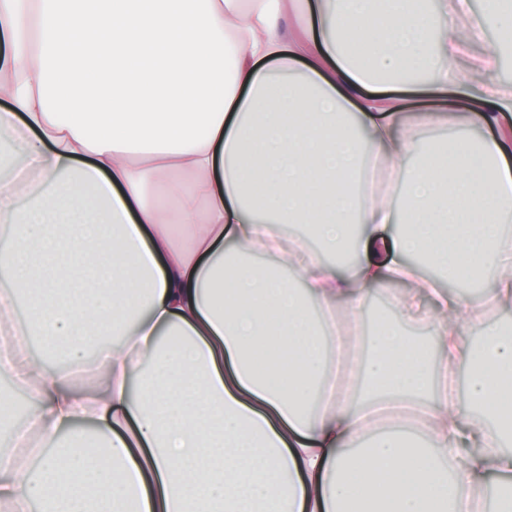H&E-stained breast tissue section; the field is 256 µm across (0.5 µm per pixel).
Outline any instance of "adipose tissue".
<instances>
[{
    "instance_id": "ef3b65f1",
    "label": "adipose tissue",
    "mask_w": 512,
    "mask_h": 512,
    "mask_svg": "<svg viewBox=\"0 0 512 512\" xmlns=\"http://www.w3.org/2000/svg\"><path fill=\"white\" fill-rule=\"evenodd\" d=\"M396 2L0 0V338L66 365H0L27 396L15 423L0 394L5 512H480L512 474V332L463 334L512 303V87L473 51L512 0H432L435 25ZM472 117L487 136L422 133ZM381 162L399 200H358ZM397 282L395 319L338 347L330 315Z\"/></svg>"
}]
</instances>
